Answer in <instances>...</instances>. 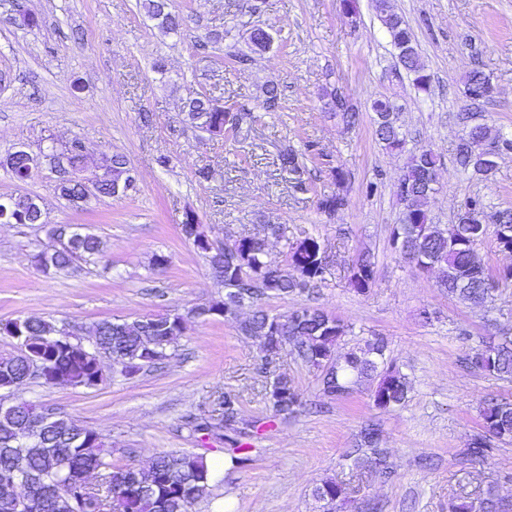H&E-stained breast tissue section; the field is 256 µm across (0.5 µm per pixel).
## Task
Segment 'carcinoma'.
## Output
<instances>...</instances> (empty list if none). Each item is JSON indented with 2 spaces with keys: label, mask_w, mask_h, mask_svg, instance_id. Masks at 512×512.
Returning <instances> with one entry per match:
<instances>
[{
  "label": "carcinoma",
  "mask_w": 512,
  "mask_h": 512,
  "mask_svg": "<svg viewBox=\"0 0 512 512\" xmlns=\"http://www.w3.org/2000/svg\"><path fill=\"white\" fill-rule=\"evenodd\" d=\"M145 14L158 21L159 27L175 31L181 26L180 15L172 12L170 0H142ZM373 9L390 37L391 45L403 69L414 76V86L420 92L430 89V78L425 73L418 44L404 18L395 11L391 0H374ZM464 89L476 93L477 103L490 100L494 86L480 69L466 73ZM281 106L277 87L270 83L262 88L260 107L275 112ZM185 118L197 128L226 127L227 111L209 96L192 95L183 106ZM375 135L390 151H403L405 139L399 131L398 115L393 100L385 95L372 99ZM469 141H486L499 150H512V139L495 136L487 124L467 126ZM457 164L464 171L489 175L494 168L484 165L471 151L458 145L455 148ZM281 169L292 175L296 188H305L304 155L293 150L279 154ZM438 157L430 149H423L408 158L398 181L409 189L401 202L400 223L393 226L391 238L398 241L395 248L402 257L415 261L424 270H436L440 287L468 307L485 304L491 298L494 283L512 282V267L494 275L483 266L477 246L494 228L500 248L512 252V209L492 213L493 225L486 224V205L471 199L466 203L468 223L441 227L432 222L428 203L431 198L426 175L437 170ZM348 205L341 192L323 196L318 209L331 216ZM270 235L283 242L281 257L272 255L265 239L249 240L235 250H222L205 255L214 278L224 287V299L191 308L188 314L201 316L203 311L224 314L227 320L238 323L241 334L269 338V346L279 351L291 349L310 366L322 370L321 383L330 394H343L351 386L368 379H377L371 398L377 407L394 409L402 405L409 392L408 377L396 367L387 364L388 341L373 336L363 345L341 355L339 365L334 349L345 334V326L322 308L301 307L283 314H271L261 297L252 299L253 310L241 318L239 310L249 288L259 283L263 295L286 297L302 293L322 281L327 268L326 250L318 238L306 236L296 242L288 238L284 224L270 225ZM76 237V250L86 263L103 258L105 243L98 235L71 230ZM72 254L61 252L49 259V264H36L43 273L69 270ZM292 267L288 273L286 267ZM374 280V262L370 254L361 253L351 268L350 283L363 293ZM186 316L179 313L146 314L133 322L104 319L93 326V336L86 342L68 340L53 321L34 318L14 324L7 320L3 335L12 342L13 351L0 353V375L9 376L21 389L28 385L26 366L22 356L23 342L29 343L31 354L43 357L45 370L62 374L75 387L99 386L106 381L101 361L108 359L121 368L139 371L161 363L168 351L175 347L184 332ZM492 364L480 360L479 353L471 357V364L498 379H512V342H491ZM271 415L268 421L286 419L297 414L302 401L285 374L274 378L269 390ZM221 418L212 423L207 419L193 421L194 431L211 433L215 428L227 430L224 441L231 462L244 465L250 460V449L235 438L238 430L234 418L240 412L239 400L229 394L220 403ZM484 434L474 436L468 444L472 457L484 459L492 448L490 439L512 441V408L506 402L490 401L480 410ZM378 429H364V451L360 466L372 467L384 459L377 448ZM24 469L31 475L24 493L17 491L0 494V512H15L14 501L20 496L28 502L25 512H110L120 506L126 512H192L193 506L207 497L210 475L206 456L188 450H171L153 454L146 469L131 465L119 466L112 462V449L103 438L70 417H63L51 426L42 423V408L19 398L0 411V471ZM99 476L92 487L88 477ZM315 499L331 497L337 501L347 498L346 488L334 480H324L313 490Z\"/></svg>",
  "instance_id": "1"
}]
</instances>
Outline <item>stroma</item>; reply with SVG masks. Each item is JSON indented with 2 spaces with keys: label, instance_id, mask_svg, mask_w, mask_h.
Instances as JSON below:
<instances>
[{
  "label": "stroma",
  "instance_id": "1",
  "mask_svg": "<svg viewBox=\"0 0 512 512\" xmlns=\"http://www.w3.org/2000/svg\"><path fill=\"white\" fill-rule=\"evenodd\" d=\"M183 19L161 29L139 0H0V155L43 139L80 138L90 152L124 154L136 190L70 207L49 173L26 184L40 196L45 224H0V320L38 316L82 332L103 319L135 320L149 313H188L223 299L204 256L181 234L194 210L210 236L227 243L284 224L291 239H320L330 264L317 288L264 299L284 313L318 306L346 327V352L374 335L389 342L387 358L410 381L402 407L374 406L368 384L340 397L325 393L319 371L283 353L270 371L292 379L301 395L298 416L265 424L267 379L257 373L261 350L224 317L190 318L162 367L134 376L107 373L94 389L29 384L23 398L68 415L104 438L119 465L145 467L160 451L195 449L216 459L224 442L190 430L188 415L219 412L223 394L240 401L239 426L249 433L251 460L227 466L222 481L193 512H318L312 490L331 478L347 483L336 512H449L475 502L487 488L512 500V442L471 460L467 444L482 431L483 401L512 402V381L470 367L482 342L512 338V284L479 309L448 296L431 273L395 254L390 233L399 221L396 186L410 155L431 148L440 159L429 211L452 223L458 209L481 198L489 209H512V151L489 177L461 173L455 146L466 109L462 77L480 64L496 87L478 120L512 133V0H393L410 26L427 74L417 91L402 69L371 0L345 12L341 0H267L251 12L247 0H173ZM34 15L29 25L25 16ZM261 27L273 37L251 49ZM251 53L239 68L233 56ZM278 85L283 108L260 106L264 84ZM346 93L358 114L349 127L325 108L323 90ZM206 92L243 119L211 137L184 121L182 106ZM391 97L405 136L402 152L374 134L370 97ZM316 143L305 190H296L277 157ZM166 156L167 166L157 157ZM341 167L336 185L330 166ZM343 189L349 204L329 216L321 196ZM78 224L106 244L109 272L82 265L46 276L33 263L47 243V224ZM375 260L366 292L349 284L360 252ZM168 256L165 268L152 266ZM379 424L388 472L355 466L351 451L364 426Z\"/></svg>",
  "mask_w": 512,
  "mask_h": 512
}]
</instances>
